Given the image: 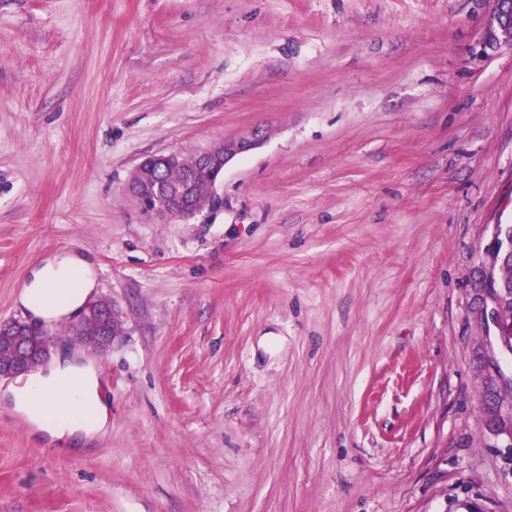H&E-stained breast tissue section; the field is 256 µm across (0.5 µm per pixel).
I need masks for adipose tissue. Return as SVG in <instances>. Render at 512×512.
Wrapping results in <instances>:
<instances>
[{"instance_id": "1", "label": "adipose tissue", "mask_w": 512, "mask_h": 512, "mask_svg": "<svg viewBox=\"0 0 512 512\" xmlns=\"http://www.w3.org/2000/svg\"><path fill=\"white\" fill-rule=\"evenodd\" d=\"M96 280L91 264L63 253L37 270L20 302L35 316L55 320L78 312ZM11 401L33 428L54 441L92 438L106 428L110 418L98 394L93 365L64 356L48 373L18 380Z\"/></svg>"}]
</instances>
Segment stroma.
<instances>
[{
	"label": "stroma",
	"mask_w": 512,
	"mask_h": 512,
	"mask_svg": "<svg viewBox=\"0 0 512 512\" xmlns=\"http://www.w3.org/2000/svg\"><path fill=\"white\" fill-rule=\"evenodd\" d=\"M492 0H0V321L94 265L110 422L53 442L0 380V512H512L476 268L512 224ZM266 140L224 206L150 218L145 157Z\"/></svg>",
	"instance_id": "obj_1"
}]
</instances>
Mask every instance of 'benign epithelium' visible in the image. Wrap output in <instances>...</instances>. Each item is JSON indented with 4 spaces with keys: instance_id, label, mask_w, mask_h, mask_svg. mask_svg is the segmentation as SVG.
<instances>
[{
    "instance_id": "7a95c632",
    "label": "benign epithelium",
    "mask_w": 512,
    "mask_h": 512,
    "mask_svg": "<svg viewBox=\"0 0 512 512\" xmlns=\"http://www.w3.org/2000/svg\"><path fill=\"white\" fill-rule=\"evenodd\" d=\"M495 24L486 26L479 38L480 53L501 49L512 50V0H493ZM267 137L262 128L248 137L220 140L208 149L191 154L177 152L152 155L138 163L131 173L126 190L135 204L147 214L189 218L197 214L192 205L194 182L166 185L158 179V171L177 166L190 174L203 172L212 185L208 209L224 205L218 193L226 166L237 157L260 146ZM509 226L498 224L487 259L478 266L476 300L481 321L494 329V340H485L475 349L477 377L486 390L484 427L493 437L512 447V374L503 370L497 352L512 355V324L502 316L505 300L512 288L496 281L492 265L512 264V244L507 242ZM120 329L118 319L106 308L88 304L73 330L75 339L86 346L107 348ZM51 343L41 329L18 319L0 324V378L26 374L44 364L50 357Z\"/></svg>"
}]
</instances>
